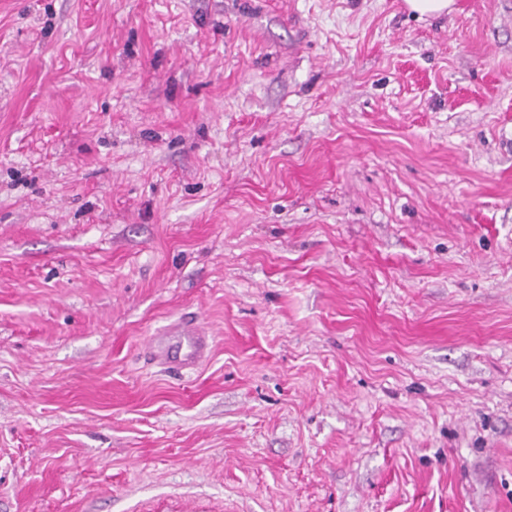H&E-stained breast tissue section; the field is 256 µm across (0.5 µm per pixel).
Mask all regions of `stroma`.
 <instances>
[{
    "label": "stroma",
    "mask_w": 512,
    "mask_h": 512,
    "mask_svg": "<svg viewBox=\"0 0 512 512\" xmlns=\"http://www.w3.org/2000/svg\"><path fill=\"white\" fill-rule=\"evenodd\" d=\"M0 512H512V0H0ZM407 8L420 17L448 15L452 12L455 0H404ZM172 335H179L184 338V351L177 360L176 368L180 370H193L204 361L210 351V333L196 322L179 320L168 326L162 336H155L150 343L151 356L164 365L170 364L169 359L164 355L161 348L165 339Z\"/></svg>",
    "instance_id": "stroma-1"
}]
</instances>
